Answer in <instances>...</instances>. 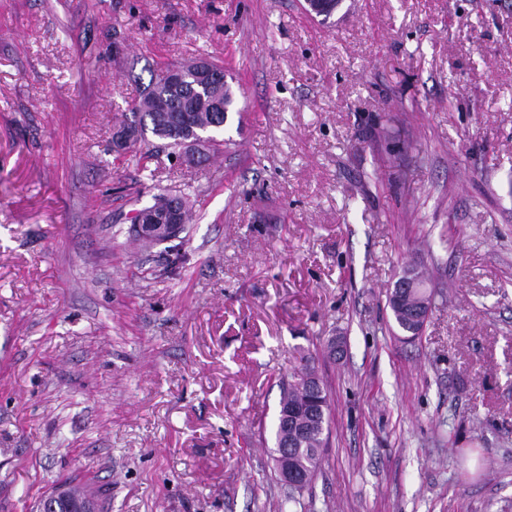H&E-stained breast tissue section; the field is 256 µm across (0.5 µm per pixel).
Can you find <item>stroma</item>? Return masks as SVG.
Instances as JSON below:
<instances>
[{
  "instance_id": "stroma-1",
  "label": "stroma",
  "mask_w": 512,
  "mask_h": 512,
  "mask_svg": "<svg viewBox=\"0 0 512 512\" xmlns=\"http://www.w3.org/2000/svg\"><path fill=\"white\" fill-rule=\"evenodd\" d=\"M303 3L0 0V512L68 478L103 512H282L306 358L330 433L283 512H512V0ZM197 58L234 92L221 154L116 156ZM160 193L193 220L136 246ZM413 264L441 296L407 340ZM410 275H402L399 278L396 279V281L393 284V288L395 289V293L397 297H400L401 294L407 289V288H414L410 292L408 302H401L399 307H397L394 303V300L392 298L393 292H389L388 295V305L393 313L394 321L398 328L401 330V328H406L407 324L405 323L404 319L398 315V312L400 309H402L407 304H416L420 301V294H421V288H426L423 286H420L417 281L412 280ZM418 307H413L408 310V319L411 322L416 323L413 329H410L408 331V334H406V337L404 339L412 340L416 336H419L421 332L420 329H416L419 326V323L424 321L423 327L429 317L430 314V308L427 304V302H421L418 303ZM422 327V328H423ZM313 375H318L317 370L313 363L306 360L301 368L290 375L288 381L282 382L278 408H290L303 403L310 393L307 379ZM290 456L291 452L286 444L277 446L272 451V458L278 468L281 483L286 486H299L304 482L305 475L292 466Z\"/></svg>"
}]
</instances>
